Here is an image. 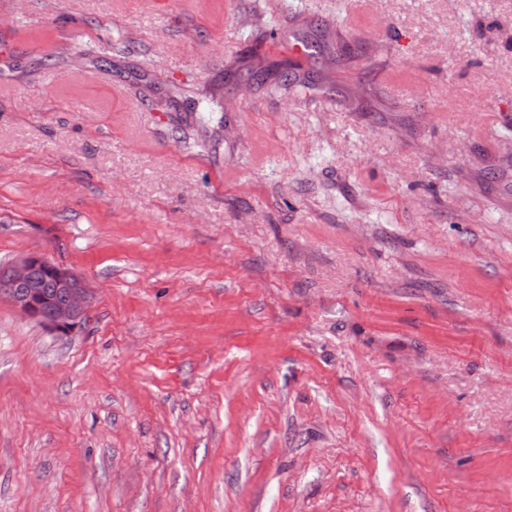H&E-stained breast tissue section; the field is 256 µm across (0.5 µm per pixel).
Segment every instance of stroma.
<instances>
[{
	"label": "stroma",
	"instance_id": "35a3bbf8",
	"mask_svg": "<svg viewBox=\"0 0 512 512\" xmlns=\"http://www.w3.org/2000/svg\"><path fill=\"white\" fill-rule=\"evenodd\" d=\"M32 250L94 300L0 296V512H512V0H0ZM42 269L49 270L55 288L62 291L60 295H51L34 284L36 272ZM39 280L44 288L55 289L44 275ZM0 288H25L12 296L13 305L23 316L58 337L71 336L83 328L92 301L91 288L82 276L37 251L25 253L1 267Z\"/></svg>",
	"mask_w": 512,
	"mask_h": 512
}]
</instances>
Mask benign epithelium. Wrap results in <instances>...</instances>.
Listing matches in <instances>:
<instances>
[{"instance_id": "7a95c632", "label": "benign epithelium", "mask_w": 512, "mask_h": 512, "mask_svg": "<svg viewBox=\"0 0 512 512\" xmlns=\"http://www.w3.org/2000/svg\"><path fill=\"white\" fill-rule=\"evenodd\" d=\"M42 269L51 273L60 295H52L34 284L36 272ZM0 288L23 289L12 296L13 305L23 316L58 337L70 336L83 328L92 301L91 288L82 276L37 251L25 253L1 267Z\"/></svg>"}]
</instances>
